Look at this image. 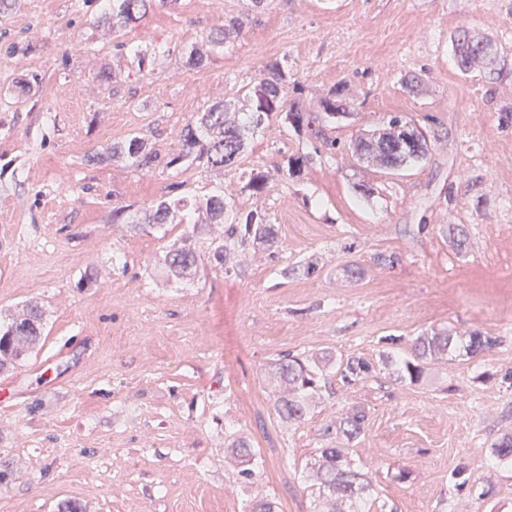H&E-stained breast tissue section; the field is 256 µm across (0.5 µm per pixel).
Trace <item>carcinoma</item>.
<instances>
[{"mask_svg":"<svg viewBox=\"0 0 512 512\" xmlns=\"http://www.w3.org/2000/svg\"><path fill=\"white\" fill-rule=\"evenodd\" d=\"M178 0H112V29L123 30L137 24L146 13L159 4L162 7L174 5ZM243 26L240 19H231L224 28L203 39L189 50V62L201 66L215 49L224 46L227 33L239 31ZM119 56L129 57L130 64L143 69L148 59V50L125 43L115 45ZM239 96L249 106L247 119L252 128H246L236 105L217 101L203 112L190 117L180 135L177 153L162 158L146 148L144 137L135 134L124 144L117 145L97 154V159L123 158L136 169H151L158 165L176 167L186 162L192 166L202 165L207 169L221 172L235 162L245 148V139L250 130L259 128L265 119L278 112L286 113V119L297 125H306L311 134L319 138L322 131L312 128L313 120L295 102H288L285 73L278 64L271 63L259 70L256 81L239 89ZM401 120L394 117L388 128L360 139L355 145L359 159L380 168L399 170L408 162L421 160L427 152V141L423 133H417V140L408 144L402 139ZM224 202V184L215 187L204 201L191 195L161 201L156 209L144 217L150 226L168 223L170 217L179 215L178 223L183 225L181 245H172L166 252L164 264L175 276H182L199 268L200 253L190 246L194 239L208 243L209 262L222 269L227 258L236 247L251 243L270 250L276 243L273 225L265 215L250 211L236 216L228 222ZM42 312L35 303L23 307L16 316L0 330V363L16 359L38 344L41 338ZM384 350L379 362L360 356L335 359L328 354L294 356L290 353L276 360L267 375V386L273 397V406L281 419L290 423L305 420L310 406L320 388L319 375L330 367L336 368L341 382L346 387L364 385L375 378L379 367L389 368L395 380L400 383L421 384L426 381L430 366L448 362V357L458 351L476 356L491 350L497 339L473 331L467 336H456L446 329L431 334L423 333L409 346L402 345L395 337L382 339ZM367 419L364 408L352 406L327 425L324 436L328 437L325 447L320 449L318 461L312 466V494L316 496L318 512H368L372 507L373 484L371 476L359 467L350 455V449L343 441H353L364 432ZM491 467L512 468V433L504 434L490 450ZM232 456L243 466L241 474L247 478L255 476L263 467L260 453L250 444L238 439L232 445Z\"/></svg>","mask_w":512,"mask_h":512,"instance_id":"carcinoma-1","label":"carcinoma"}]
</instances>
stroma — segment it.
<instances>
[{
  "label": "stroma",
  "mask_w": 512,
  "mask_h": 512,
  "mask_svg": "<svg viewBox=\"0 0 512 512\" xmlns=\"http://www.w3.org/2000/svg\"><path fill=\"white\" fill-rule=\"evenodd\" d=\"M236 17L240 33L189 66L191 45ZM111 25L112 0L0 6V320L30 302L44 313L39 344L0 370V512H252L265 496L315 512L306 468L352 405L368 415L350 452L372 473L371 512H488L450 473L483 472L512 432V0H179ZM464 27L493 41V73L460 70ZM118 39L148 50L144 70ZM271 59L324 138L280 115L221 173L93 160L135 133L176 153L194 113ZM394 116L427 155L398 171L360 161L356 139ZM218 181L233 212L265 213L275 253L169 277L181 229L142 224L145 210ZM311 256L316 273L284 276ZM434 327L498 343L425 385L330 373L304 421L276 414L265 374L281 355L374 359L383 337ZM240 437L265 461L251 478L231 459Z\"/></svg>",
  "instance_id": "stroma-1"
}]
</instances>
